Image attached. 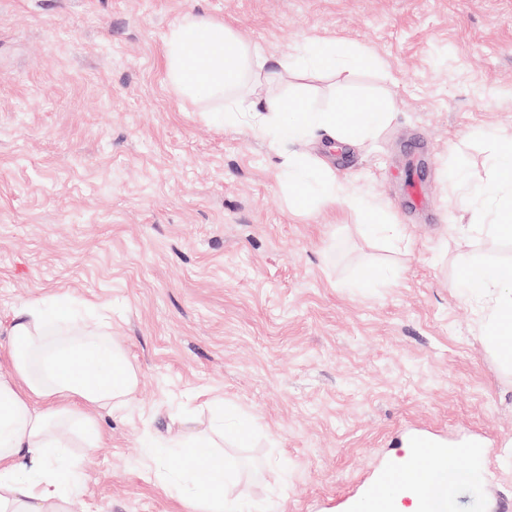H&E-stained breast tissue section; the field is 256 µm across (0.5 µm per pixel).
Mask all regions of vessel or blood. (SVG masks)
Masks as SVG:
<instances>
[{
    "mask_svg": "<svg viewBox=\"0 0 512 512\" xmlns=\"http://www.w3.org/2000/svg\"><path fill=\"white\" fill-rule=\"evenodd\" d=\"M473 446L438 448L425 438L414 440L405 465L384 469L360 505L361 512H394L397 498L410 487L424 490L445 483L448 464L469 459Z\"/></svg>",
    "mask_w": 512,
    "mask_h": 512,
    "instance_id": "1",
    "label": "vessel or blood"
}]
</instances>
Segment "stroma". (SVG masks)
Listing matches in <instances>:
<instances>
[{
  "label": "stroma",
  "mask_w": 512,
  "mask_h": 512,
  "mask_svg": "<svg viewBox=\"0 0 512 512\" xmlns=\"http://www.w3.org/2000/svg\"><path fill=\"white\" fill-rule=\"evenodd\" d=\"M189 10L274 63L307 39L370 55L276 92L390 103L373 142L307 149L408 243L302 206L267 140L173 91L165 36ZM510 133L512 0H0V321L42 295L104 306L139 375L70 512H188L138 445L218 414L243 512H356L417 434L474 444L491 475L453 512H512V370L460 288L512 267V239L458 234L450 184Z\"/></svg>",
  "instance_id": "35a3bbf8"
}]
</instances>
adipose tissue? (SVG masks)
<instances>
[{
  "instance_id": "adipose-tissue-1",
  "label": "adipose tissue",
  "mask_w": 512,
  "mask_h": 512,
  "mask_svg": "<svg viewBox=\"0 0 512 512\" xmlns=\"http://www.w3.org/2000/svg\"><path fill=\"white\" fill-rule=\"evenodd\" d=\"M167 79L174 90L202 103L207 115L226 127L249 130L270 143L306 141L323 133L338 141L372 138L386 126L387 103L362 102L352 112L349 100L322 107L310 102L290 112L278 96L255 100L248 85L276 82L288 72L348 71L367 62L361 51L309 41L296 55L270 66L261 46L243 41L231 27L192 11L166 35ZM484 173L455 180L465 196H481L491 206L480 218L488 234L500 232L512 217V136L487 139ZM279 178L289 188L305 187L311 203L373 214L371 203L350 192L321 159L306 153L283 156ZM468 299L490 311L489 330L499 335L512 324V290L496 277L466 278ZM80 303L58 295L26 301L6 326L11 338V370L0 373V512H68L80 488L72 449L91 455L106 435L97 413L127 404L138 386V372L121 343L109 332H89L79 323ZM215 469L217 459L198 461L187 452L179 468L166 471L168 492L193 503L194 512H238L222 481L201 487L199 467Z\"/></svg>"
}]
</instances>
